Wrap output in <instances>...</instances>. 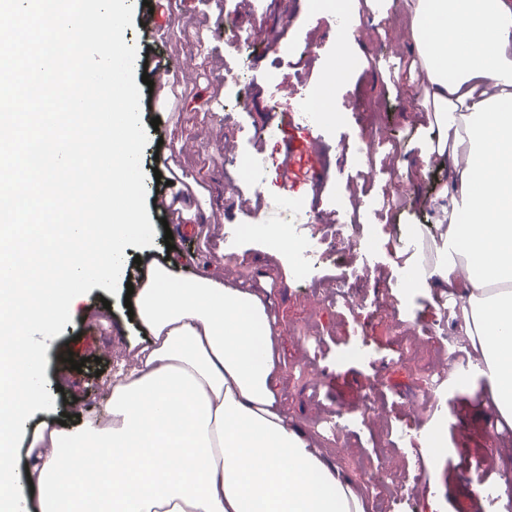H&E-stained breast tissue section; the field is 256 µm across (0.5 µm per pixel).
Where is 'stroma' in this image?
<instances>
[{
	"instance_id": "1",
	"label": "stroma",
	"mask_w": 512,
	"mask_h": 512,
	"mask_svg": "<svg viewBox=\"0 0 512 512\" xmlns=\"http://www.w3.org/2000/svg\"><path fill=\"white\" fill-rule=\"evenodd\" d=\"M361 23L344 41L334 12L313 13L310 0H257L254 14L238 0H168L156 15L163 27L154 38L140 26L125 30L138 55L157 51L175 68L174 104L141 86V122L148 142L141 157L147 198L193 192L183 216L204 222L206 232L188 241L164 239L163 211L148 207L155 236L151 246L130 247L121 282L138 283L140 267L173 262L195 272L210 268L226 281L252 289L265 304L276 336L279 394L304 437L320 448L328 464L358 491L365 512H377L378 489L355 465L367 457L374 470H396L413 478L411 491L390 512H478L481 503L460 484L462 474L499 482L512 476V427L490 429L480 377L450 379L438 395L429 421L409 410L421 377L400 360L379 306L398 314L411 336L423 340L441 331L462 335L456 306L441 308L444 288H413L399 278L406 262L405 236H413L439 261L441 214L450 196L452 162H424L437 141V127L424 108L427 84L412 61L415 49L403 0H360ZM355 59L329 89L333 112L326 123L281 125L297 110L300 95L319 85L343 60ZM158 130H151L153 118ZM320 137L323 149L312 166L322 184L306 180L284 188L279 165L283 143ZM166 158L178 184L156 182L154 156ZM414 189L402 208L381 213L380 201L395 183ZM291 199L296 211L284 208ZM356 214L357 251H325L304 273L293 256L301 239L326 236L333 219ZM273 228L284 229L289 246L271 249ZM140 263H133V256ZM355 286L349 306H327L317 281ZM124 293L93 287L79 296L72 319L48 339L46 388L53 407L36 411L30 427L72 415L89 419L106 407L104 387L129 347L145 346L149 334L130 319ZM315 324L319 350L315 366L303 371L305 347L298 328ZM78 353L82 370L65 371L68 353ZM381 400L379 418L367 417L370 395ZM337 419L343 440L323 438L312 423Z\"/></svg>"
}]
</instances>
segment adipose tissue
<instances>
[{
  "mask_svg": "<svg viewBox=\"0 0 512 512\" xmlns=\"http://www.w3.org/2000/svg\"><path fill=\"white\" fill-rule=\"evenodd\" d=\"M432 88L438 156L466 154L452 210L470 222L479 275L429 277L460 307L488 370L482 392L512 426V0H404ZM465 108L461 123L448 119ZM150 335L110 384L103 415L42 425L21 483L38 512H364L354 487L278 404L261 297L213 275L149 266L136 297Z\"/></svg>",
  "mask_w": 512,
  "mask_h": 512,
  "instance_id": "ef3b65f1",
  "label": "adipose tissue"
}]
</instances>
